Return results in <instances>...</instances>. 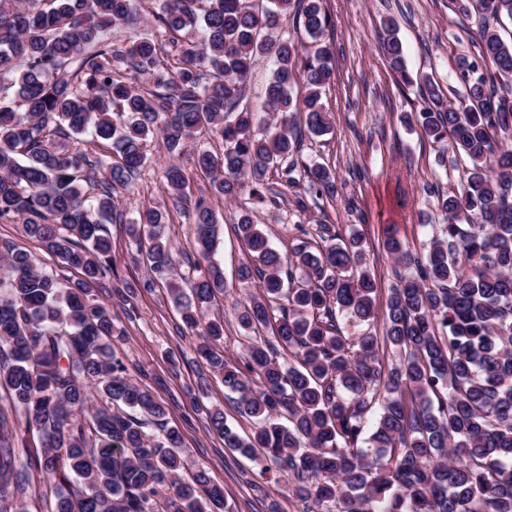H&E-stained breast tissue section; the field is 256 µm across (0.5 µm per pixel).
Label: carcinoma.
<instances>
[{"label":"carcinoma","instance_id":"1","mask_svg":"<svg viewBox=\"0 0 512 512\" xmlns=\"http://www.w3.org/2000/svg\"><path fill=\"white\" fill-rule=\"evenodd\" d=\"M450 3L478 15L456 100L432 76H412L391 20L380 45L396 82L418 84L422 134L470 163L459 190L424 186L447 223L420 254L386 235L384 251L409 273L380 318L361 234L318 224L314 244L298 224L284 255L242 213L237 278L258 291L235 306L248 344L229 357L224 321L207 317L225 279L206 199L194 203L190 282L176 271L161 209L145 205L127 225L147 266L137 283L119 276L108 225L159 138L177 155L205 131L221 137L223 152L196 151V168L226 201H264L268 171L294 156L302 129L331 127L321 98L336 65L323 0H161L154 17L175 54L149 34L114 43L113 29L139 26L136 0H0V221L23 224L56 264L39 268L0 244V392L40 440L33 449L0 437V512H27L35 491L54 497L53 512L228 510L206 469L184 474L181 431L129 377L112 347L125 328L91 289L133 310L158 283L196 342L201 382L219 378L258 426L243 436L195 396L194 410L225 448L255 457L261 477L288 474L303 512H512V38L496 28L512 21V0ZM186 29L195 36L184 48ZM260 58L273 64L261 114L241 106ZM139 76L147 86L133 85ZM294 171L282 179L298 210L335 197L328 168L307 171V195ZM187 187L169 165L165 192L185 200ZM71 270L80 278L67 279ZM378 322L382 337L347 329ZM383 345L396 361L384 362ZM149 422L160 434L145 431Z\"/></svg>","mask_w":512,"mask_h":512}]
</instances>
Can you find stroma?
I'll return each instance as SVG.
<instances>
[{"mask_svg": "<svg viewBox=\"0 0 512 512\" xmlns=\"http://www.w3.org/2000/svg\"><path fill=\"white\" fill-rule=\"evenodd\" d=\"M324 6L334 21L326 41L334 52L336 79L323 97L332 130L321 137L305 136L295 175L301 179L307 168L328 167L336 174L335 199L310 205L303 212L284 199L260 204L246 194L228 203L213 193L209 180L197 174L190 156L184 155L179 163L190 180L191 199L178 203L164 191L163 171L169 159L155 144L142 177L122 194L123 223L110 227L112 255L121 275L138 281L145 269L133 261L136 243L126 224L140 206L162 209L166 236L181 261L180 272L187 275L191 272L188 261L197 255L192 201L207 199L218 218L216 258L226 278L225 297L211 313L224 318V349L231 354L246 345L234 310L245 295L235 278L245 259L234 230L240 212L252 210L283 253L298 224H332L344 233L352 229L362 233L369 268L384 297L399 269L382 250L384 229H396L409 251L420 250L443 222L437 200L425 192V185L448 190L457 185L467 165L464 158L452 155L447 166H440L442 145L422 138L419 129L403 122L404 113L419 106L420 98L416 87L395 83L380 42L386 21H394L409 69L432 75L442 87L452 88L456 60L471 49L477 17L455 13L449 0H324ZM123 325L125 336L114 342L117 355L134 381L147 386L166 406L168 424L183 435L188 468H205L211 480L223 487L235 512H303L287 481L263 484L256 462L229 451L223 439L207 432L189 399L202 382L193 367L171 364L172 358L191 354L194 341L168 302L165 286L139 293L135 310Z\"/></svg>", "mask_w": 512, "mask_h": 512, "instance_id": "1", "label": "stroma"}]
</instances>
